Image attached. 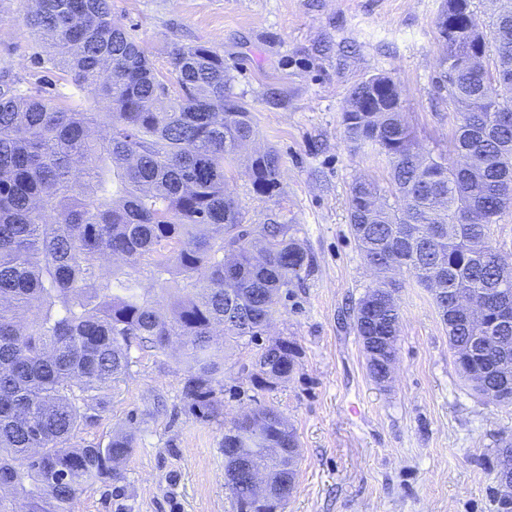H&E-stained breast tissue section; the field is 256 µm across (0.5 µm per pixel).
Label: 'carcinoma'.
Listing matches in <instances>:
<instances>
[{
	"label": "carcinoma",
	"instance_id": "cac0c4a2",
	"mask_svg": "<svg viewBox=\"0 0 512 512\" xmlns=\"http://www.w3.org/2000/svg\"><path fill=\"white\" fill-rule=\"evenodd\" d=\"M23 22L45 42V63L92 90L104 108L76 110L0 76V512H72L85 487L121 477L134 450L127 432L78 448L71 439L105 409L103 388L131 363V351L181 344L182 395L192 414L220 415L226 350L255 342L272 323L283 288L311 266L290 227L249 229L226 170L245 160L253 189L279 184L275 150H251L257 123L228 92L224 55L181 46L157 70L135 30L115 23L109 0H31ZM445 58L468 46L478 72L461 70L448 97L459 115L448 156L416 143L401 90L386 75L357 84L342 113L347 139L386 156L393 201L366 177L352 185L349 221L375 282L354 308L357 336H396L400 310L387 279L394 266L431 290L450 346L472 335L448 289L488 292L491 312L512 303V265L490 226L512 208V122L497 99L512 87V14L481 22L470 0H447L437 19ZM235 248L226 251L227 244ZM158 286L166 310L152 297ZM288 380V352L257 348ZM224 434L230 457H257L274 475L287 462L268 450L296 439L283 414L258 405Z\"/></svg>",
	"mask_w": 512,
	"mask_h": 512
}]
</instances>
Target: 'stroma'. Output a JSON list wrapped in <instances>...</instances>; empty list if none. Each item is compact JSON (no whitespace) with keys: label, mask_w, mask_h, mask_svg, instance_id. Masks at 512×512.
I'll return each mask as SVG.
<instances>
[{"label":"stroma","mask_w":512,"mask_h":512,"mask_svg":"<svg viewBox=\"0 0 512 512\" xmlns=\"http://www.w3.org/2000/svg\"><path fill=\"white\" fill-rule=\"evenodd\" d=\"M445 0H110L159 69L174 48L203 43L224 56L228 91L257 117L258 146L280 157L273 196L254 193L245 169L229 187L247 225H291L313 262L283 289L270 337L294 342L287 382L254 389V346L224 359L223 413L192 415L183 399L180 351L136 350L107 406L74 445L135 448L117 481L87 486L74 512H239L224 476V430L256 404L283 412L300 444L286 512H503L494 491L497 450L512 438V404L474 393L458 372L430 293L405 275L401 324L388 383L369 374L349 315L372 274L349 224L352 183L365 176L390 192L389 164L355 147L341 122L351 90L377 75L399 86L419 143L448 152L458 114L442 88L437 18ZM27 0H0V72L77 110L93 104L60 71H45L42 42L23 23Z\"/></svg>","instance_id":"1"}]
</instances>
